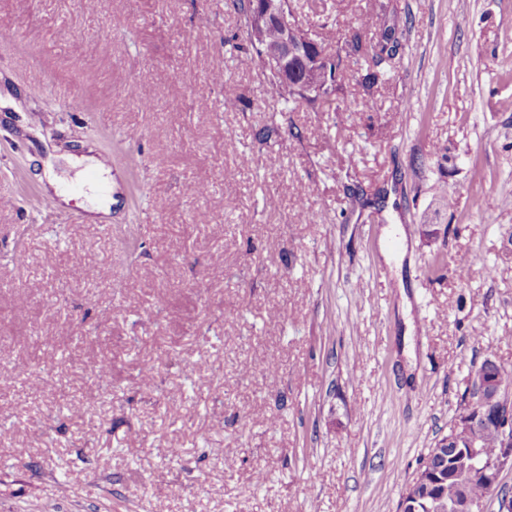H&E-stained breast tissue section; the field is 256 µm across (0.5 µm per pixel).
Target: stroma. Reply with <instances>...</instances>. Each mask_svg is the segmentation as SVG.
<instances>
[{"label": "stroma", "instance_id": "obj_1", "mask_svg": "<svg viewBox=\"0 0 512 512\" xmlns=\"http://www.w3.org/2000/svg\"><path fill=\"white\" fill-rule=\"evenodd\" d=\"M290 2L330 55L400 25L373 94L360 59L286 103L225 0H0V512H397L473 367L512 368V0ZM84 146L111 221L91 171L41 205L35 157ZM89 154L83 157V161L87 162L88 167L100 174H106L104 179L105 188L100 190L99 187L92 185L90 190L92 192L91 201L92 205L89 208V219L93 222L96 221H111L112 219V205L114 203L112 198V174L111 169L106 166L103 160Z\"/></svg>", "mask_w": 512, "mask_h": 512}]
</instances>
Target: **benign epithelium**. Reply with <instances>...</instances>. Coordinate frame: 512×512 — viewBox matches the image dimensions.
<instances>
[{
    "instance_id": "1",
    "label": "benign epithelium",
    "mask_w": 512,
    "mask_h": 512,
    "mask_svg": "<svg viewBox=\"0 0 512 512\" xmlns=\"http://www.w3.org/2000/svg\"><path fill=\"white\" fill-rule=\"evenodd\" d=\"M279 29L275 43L266 40L269 27ZM249 32L280 82L310 96L322 92L336 75V62L310 36L291 21L284 0H253ZM490 370L471 377L468 400L459 414L469 428L464 441L452 435L438 440L412 478L422 489L404 497L398 512H484L485 498L467 491L478 482L491 494L501 484L503 471L512 468V393L500 382L504 367L489 361ZM496 436L498 448L485 453L484 438ZM450 477L461 482L460 494L448 501L439 487Z\"/></svg>"
}]
</instances>
